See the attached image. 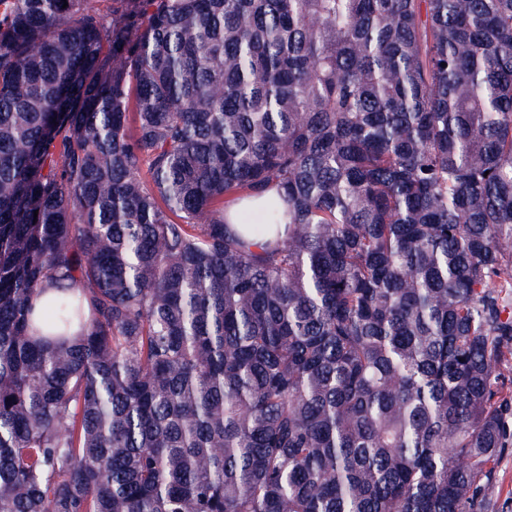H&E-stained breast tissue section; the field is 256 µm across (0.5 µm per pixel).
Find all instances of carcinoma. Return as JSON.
Here are the masks:
<instances>
[{
  "label": "carcinoma",
  "mask_w": 512,
  "mask_h": 512,
  "mask_svg": "<svg viewBox=\"0 0 512 512\" xmlns=\"http://www.w3.org/2000/svg\"><path fill=\"white\" fill-rule=\"evenodd\" d=\"M511 362L512 0H0V512H485Z\"/></svg>",
  "instance_id": "obj_1"
}]
</instances>
